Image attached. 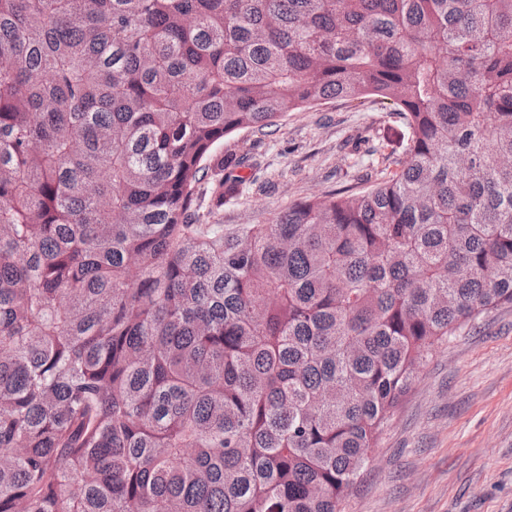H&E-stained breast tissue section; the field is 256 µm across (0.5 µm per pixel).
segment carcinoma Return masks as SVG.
Here are the masks:
<instances>
[{"instance_id": "carcinoma-1", "label": "carcinoma", "mask_w": 512, "mask_h": 512, "mask_svg": "<svg viewBox=\"0 0 512 512\" xmlns=\"http://www.w3.org/2000/svg\"><path fill=\"white\" fill-rule=\"evenodd\" d=\"M366 96L397 171L197 223L225 138ZM505 157L512 0H0V512H339L424 358L512 306Z\"/></svg>"}]
</instances>
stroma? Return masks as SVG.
<instances>
[{"instance_id":"obj_1","label":"stroma","mask_w":512,"mask_h":512,"mask_svg":"<svg viewBox=\"0 0 512 512\" xmlns=\"http://www.w3.org/2000/svg\"><path fill=\"white\" fill-rule=\"evenodd\" d=\"M406 125L375 98L331 100L289 113L268 134L243 132L221 151L249 152L243 194L197 218L233 230L269 224L289 204L379 179L403 155ZM341 512H512V307L482 315L415 371Z\"/></svg>"}]
</instances>
